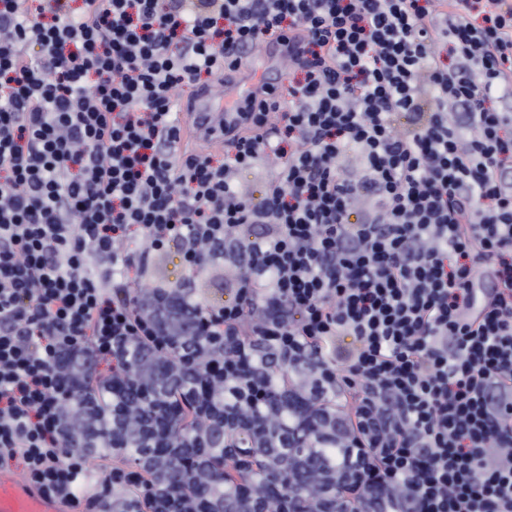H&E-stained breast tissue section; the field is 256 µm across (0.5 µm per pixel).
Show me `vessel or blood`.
Listing matches in <instances>:
<instances>
[{
	"instance_id": "1",
	"label": "vessel or blood",
	"mask_w": 512,
	"mask_h": 512,
	"mask_svg": "<svg viewBox=\"0 0 512 512\" xmlns=\"http://www.w3.org/2000/svg\"><path fill=\"white\" fill-rule=\"evenodd\" d=\"M255 70L231 71L224 79V100L215 102L207 90L194 92L185 105L182 139L203 143L213 149L224 146V129L232 125L237 113L248 111L253 98L270 86ZM0 512H65L54 498L40 492L20 471H0Z\"/></svg>"
}]
</instances>
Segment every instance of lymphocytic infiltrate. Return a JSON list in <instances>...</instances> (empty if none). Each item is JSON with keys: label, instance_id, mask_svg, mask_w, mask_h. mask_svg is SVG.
<instances>
[{"label": "lymphocytic infiltrate", "instance_id": "obj_1", "mask_svg": "<svg viewBox=\"0 0 512 512\" xmlns=\"http://www.w3.org/2000/svg\"><path fill=\"white\" fill-rule=\"evenodd\" d=\"M273 35L283 105L178 149L174 89ZM137 358L193 383L189 430L113 431L219 493L63 429ZM327 402L337 452L256 479ZM0 469L85 512H512V0H0Z\"/></svg>", "mask_w": 512, "mask_h": 512}]
</instances>
